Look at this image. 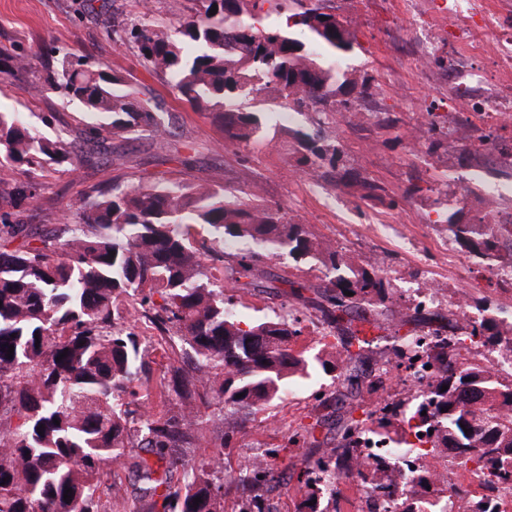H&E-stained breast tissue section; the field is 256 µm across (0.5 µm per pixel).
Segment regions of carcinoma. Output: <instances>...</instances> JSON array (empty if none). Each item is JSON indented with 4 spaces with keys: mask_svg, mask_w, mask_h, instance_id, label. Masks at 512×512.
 Instances as JSON below:
<instances>
[{
    "mask_svg": "<svg viewBox=\"0 0 512 512\" xmlns=\"http://www.w3.org/2000/svg\"><path fill=\"white\" fill-rule=\"evenodd\" d=\"M324 2L197 0L173 35L150 21L111 33L135 45L151 76L207 113L226 148L268 139L269 112L316 114L312 131L293 134L290 154L305 172H332L340 150L325 136L326 120L353 108L355 89L371 95V84L342 69L355 34L336 15L320 13ZM48 56L44 74L30 83L32 94L54 90L107 122L89 128L92 144L82 151L75 138L48 139L0 111V157L31 174L0 188V512H102L100 470L132 448L152 449L168 472L184 471V484L175 486L147 460L133 462L155 510L224 512L218 496L234 490L245 495L241 512H272L258 490L275 481L280 449L227 478L218 459L196 465L176 449L196 445L202 411L217 403L230 412L220 437L225 446L230 433L245 429L247 416L315 367L339 371L349 400L363 386L383 387L379 377L361 379V353L352 347L367 344L365 326L373 325L367 306L389 299L388 281L369 261L348 263L280 204L215 183L148 180L117 193L98 187L77 205V223L39 236L11 222L40 195L43 186L32 174L45 166L88 162L131 134L161 141L170 134V123L134 97L110 66L75 53L58 58L52 49ZM28 72L26 56L0 48L1 76ZM446 224L448 237L473 262L512 267V242L503 244L490 225L463 222L456 212ZM241 240L258 249L224 265V249ZM282 254L329 272L313 296L296 298L345 335L333 360L312 361L298 349L305 313L293 306L275 320L238 317L234 292L275 289V278L257 271ZM475 310L478 317L446 335L441 325L403 336L394 348L401 365L420 352L436 364L419 407L407 413L386 403L367 422L340 415L334 437L316 436L324 426L319 419L288 431L286 446L315 449L296 473L303 491L296 512H328L330 504L341 512L340 485L351 479L382 499L380 512H430L423 504L444 497L447 481L422 464L402 469L401 460L415 453L471 474L476 488L454 490L468 512H497L499 492L512 489V375L492 372L487 362L512 349V327L485 302ZM142 320L163 334L151 352L128 327ZM155 365L165 377L154 378ZM151 394L162 404L158 412L146 406ZM422 428L433 431L426 448L411 440ZM366 434L387 444L389 456L363 458Z\"/></svg>",
    "mask_w": 512,
    "mask_h": 512,
    "instance_id": "obj_1",
    "label": "carcinoma"
}]
</instances>
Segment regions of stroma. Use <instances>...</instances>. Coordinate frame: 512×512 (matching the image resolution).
I'll return each instance as SVG.
<instances>
[{
    "label": "stroma",
    "mask_w": 512,
    "mask_h": 512,
    "mask_svg": "<svg viewBox=\"0 0 512 512\" xmlns=\"http://www.w3.org/2000/svg\"><path fill=\"white\" fill-rule=\"evenodd\" d=\"M327 4L337 18L351 23L356 31L359 46L345 59L348 71L356 78L372 79L378 87L377 98L386 105H393L395 96L403 92L414 106L413 111L398 113L392 129L374 121L359 130L349 125L346 116L333 118L328 132L342 154L332 180L299 171L279 138L245 149L220 146L221 133L210 118L179 100L166 83L147 75L134 45L116 41L109 34L119 23L128 25L142 19L170 23L187 13L193 0H93L89 11L83 9L82 0H0V47L29 52L30 72L34 75L43 71V46L91 56L124 75L136 97L153 100L173 117L172 133L164 144L135 136L113 142L112 155L100 156L91 163L68 170L49 167L40 172L38 179L46 188L26 207L23 221L29 227L50 230L63 218H75V203L99 186L126 190L154 176L186 184L215 178L220 184L280 203L288 215L307 224L318 238L338 245L355 263H362L369 254H378L379 267L386 274L392 294L380 316L385 326L366 347L364 359L366 367L387 368L388 375L383 388L363 394L350 405L352 416L362 420L380 403L410 399V382L404 369L385 363L396 334L406 335L424 327L416 319L407 284L427 278L439 283L447 299L435 304L434 309L447 312L448 299L457 294L448 285V268L461 256L445 250L446 225L428 221L440 193L427 171L432 168L443 172L448 158L441 152L412 151L403 131L416 114L429 110L432 101L427 96L426 81L419 76L418 56L395 57L390 43L396 39L417 42L418 31L389 0H327ZM0 108L23 113L36 128L41 126L42 115L53 114L50 128H44L49 137L73 138L91 122L81 104L53 91L31 96L23 79L0 82ZM414 177L421 178L423 192L403 198ZM367 182L378 183L388 194L400 196L398 208L365 200L363 185ZM341 389L340 381L330 373L300 381L268 409L249 415L245 432L234 434L222 448L215 446L211 429L223 421L225 409L212 406L201 419L203 438L198 447L185 449L184 454L190 460L217 457L224 472L237 473L254 454L279 448V480L270 497L278 512H295L301 493L289 475L311 459L313 450L307 446L285 447V436L289 428L306 426L331 414L325 401ZM116 481L124 488L119 499L112 495ZM98 493L109 512H152L151 499L143 496L140 482L128 467L108 466Z\"/></svg>",
    "instance_id": "1"
}]
</instances>
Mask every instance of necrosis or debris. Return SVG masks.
Segmentation results:
<instances>
[{
    "label": "necrosis or debris",
    "instance_id": "4bbe7bcc",
    "mask_svg": "<svg viewBox=\"0 0 512 512\" xmlns=\"http://www.w3.org/2000/svg\"><path fill=\"white\" fill-rule=\"evenodd\" d=\"M401 0L421 31L420 57L431 66L443 36L421 8ZM448 25L465 54L449 53L437 83L447 101L448 154L487 160L512 170V0H445Z\"/></svg>",
    "mask_w": 512,
    "mask_h": 512
}]
</instances>
